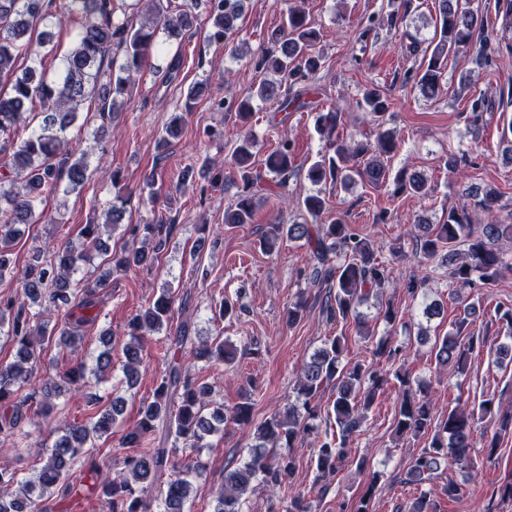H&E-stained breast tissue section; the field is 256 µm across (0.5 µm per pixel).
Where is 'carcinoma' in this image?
<instances>
[{"instance_id":"1","label":"carcinoma","mask_w":512,"mask_h":512,"mask_svg":"<svg viewBox=\"0 0 512 512\" xmlns=\"http://www.w3.org/2000/svg\"><path fill=\"white\" fill-rule=\"evenodd\" d=\"M155 6L152 20L133 25L131 15L139 12L142 2ZM162 0H0V77H8L9 93L0 92V133L31 121L28 107L38 103L42 108L39 129L7 152L0 173V201L8 208L0 210V278L14 273L11 248L20 234V226L34 224L33 199L40 191L61 183L76 189L88 177V153L77 159L64 150L67 130L79 119L80 106L89 94H98L99 112L112 113L127 103V88L141 74L149 57L160 50L159 33L179 38L199 25V15L183 10L175 15L163 12ZM210 23L208 38L228 41L239 27L244 0H204ZM412 0L390 3L391 11L382 19L390 28L405 24L411 13ZM130 12L122 20L116 12ZM434 46L426 69L418 77L422 94L434 97L439 93L448 54L461 47L472 46L476 56L488 62L501 47L492 46L484 38L474 40L476 30L484 27L483 19L469 6V0H438ZM79 20L80 29L72 49L63 57L60 71L52 78L34 67L17 75L19 50L28 44L31 27L56 16ZM318 39L303 8L288 7L281 24L268 34L269 48L260 60V67L272 70L276 78L263 79L249 95L236 102L242 122L253 111L252 102L274 101L281 112L302 111L309 107L305 96L316 90L309 80L321 69L322 57L313 45ZM123 52L118 66L104 65L112 48ZM358 106L372 116L377 129L375 144L340 135L338 111L330 109L316 113L315 129L326 138L327 151L309 165L306 179L313 186L336 183L349 184L353 176L360 177L375 188L391 187L390 196L409 194L425 196L427 180L415 171L401 169L391 173L385 159L391 157L398 142L394 130L386 127L390 100L375 87L365 89ZM470 108L476 131L488 110L483 95L472 98ZM258 144L247 129L240 130L232 152L239 178L234 206L224 210V223L232 227L249 224L260 203L258 195L273 183L284 187L295 176V146L283 140L265 159V170L255 167ZM468 196L476 208L487 213L494 210L500 192L493 187L468 188ZM301 207L317 217L328 208L320 192L306 194ZM100 225L85 224L79 232L82 242H68L60 247L37 250L22 275V297L17 301H0V330L15 345L11 361L0 364V433L12 435L28 414L47 419L54 409V400L62 385L85 390L88 423L70 422L46 451V461L36 476L23 479L15 472L0 469V512H58L59 506L72 498L77 484L99 477V466L92 453L94 441L112 433L121 414L118 401L105 409H97L100 398L90 391L86 373L98 382L112 371V331L99 334V349L91 369L85 364L60 371L57 378L36 381L35 338L58 337V342L72 347L82 342L84 329L100 317L96 291L106 287L107 276L88 280L83 288L71 287V277L81 268L86 253L92 249L110 256L109 265L115 273L152 265L168 246L175 225L163 221L145 225L147 237L140 244H129L110 251L99 234ZM415 239L420 253L448 268V277L455 287L489 288L505 272H512V257L501 248V242L512 241V222L491 217L489 224H474L468 213L448 209L440 224L421 219L415 225ZM303 243L311 259L310 279L329 281L335 288L326 297L324 309L330 321L351 319L357 326L365 323L360 308L368 304L374 292L389 282L391 271L371 241L351 225L336 218L327 224H271L260 239L263 250L271 253L284 239ZM175 302L173 291L164 288L151 305L136 313L127 323L129 340L123 346L124 379L134 386L139 378L143 342L150 332L168 326ZM64 311V323L50 325L44 319L43 304ZM40 307L31 311V306ZM479 313L476 306L464 308L463 316L444 336L434 337L432 353L438 367L463 374L468 369L472 352L487 346V339L469 331L472 317ZM505 322L509 342L495 348L497 362H512V309L500 313ZM168 347L163 359L168 361L165 376L154 390L153 398L142 404L139 420L123 437L121 445L129 449L123 457L121 479L102 481L100 490L107 499L109 512H190L192 484L190 472L172 461L170 454L180 452L185 458L204 447L206 436L224 430L234 423L252 422L253 394L245 392L241 401L226 410L211 406V388L198 382L183 365L175 362L176 353L189 341L188 328L181 326L166 337ZM347 337L332 336L305 361L297 388L299 405L289 406L282 414H273L258 424L254 431L255 444L248 458L234 468L224 470V481L215 497L212 512H243L242 496L251 484L261 480L274 490L288 494V512H308L300 494L290 487L295 464L290 454L280 448H293L304 439L315 417L311 403L321 390L332 387L336 392L332 411L334 424L315 440L316 481L336 473L348 459V444L360 430L366 414L375 405L387 375L362 360L348 358ZM196 359L230 362L236 348L222 340L203 344L192 351ZM394 378L403 387L402 399L395 416V430L402 436L432 434L428 448L414 458L409 468L411 481L423 484L452 460L470 463L474 447V413L457 405L442 417H436L431 400L419 397L410 388L409 376L400 372ZM479 412L497 420L503 432L512 428V412H503L491 398L478 406ZM165 427L167 436L182 447L167 449L153 444L157 425ZM162 485L155 506L143 501L144 484Z\"/></svg>"}]
</instances>
